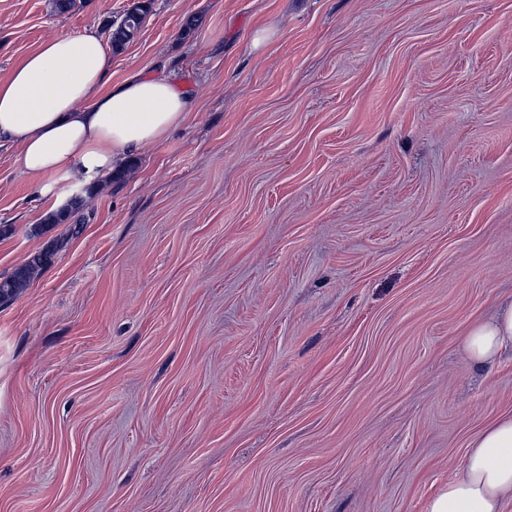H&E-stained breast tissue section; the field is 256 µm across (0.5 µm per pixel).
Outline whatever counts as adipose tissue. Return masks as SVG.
<instances>
[{
	"label": "adipose tissue",
	"mask_w": 512,
	"mask_h": 512,
	"mask_svg": "<svg viewBox=\"0 0 512 512\" xmlns=\"http://www.w3.org/2000/svg\"><path fill=\"white\" fill-rule=\"evenodd\" d=\"M102 35L87 29L47 40L0 80V142L20 150L32 182L65 174L86 183L141 154L181 125L196 101L165 76L111 82ZM478 366L512 350V305L471 325L464 341ZM512 494V415L470 441L460 477L449 481L427 512H502Z\"/></svg>",
	"instance_id": "1"
}]
</instances>
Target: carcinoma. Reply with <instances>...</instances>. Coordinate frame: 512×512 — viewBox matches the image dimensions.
Masks as SVG:
<instances>
[{
  "label": "carcinoma",
  "mask_w": 512,
  "mask_h": 512,
  "mask_svg": "<svg viewBox=\"0 0 512 512\" xmlns=\"http://www.w3.org/2000/svg\"><path fill=\"white\" fill-rule=\"evenodd\" d=\"M152 3L153 0H132L121 19L113 20L109 18L105 21L104 31L108 33L114 51L122 50L134 38L150 13ZM82 211L83 199L81 196L75 195L71 197L63 212L52 215L47 219L49 224L68 223L67 234L54 240L44 250L35 253L25 265L16 269L11 276L0 280V303L12 300L30 280L36 269L49 265L52 258L69 238L80 233L85 224Z\"/></svg>",
  "instance_id": "obj_1"
}]
</instances>
